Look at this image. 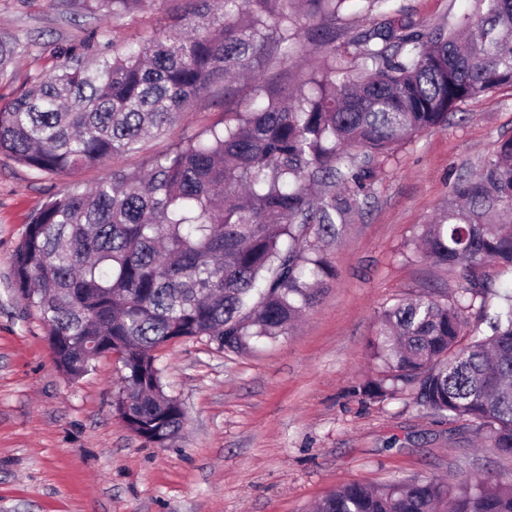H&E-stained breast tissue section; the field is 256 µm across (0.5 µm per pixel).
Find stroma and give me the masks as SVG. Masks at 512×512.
I'll list each match as a JSON object with an SVG mask.
<instances>
[{
  "instance_id": "stroma-1",
  "label": "stroma",
  "mask_w": 512,
  "mask_h": 512,
  "mask_svg": "<svg viewBox=\"0 0 512 512\" xmlns=\"http://www.w3.org/2000/svg\"><path fill=\"white\" fill-rule=\"evenodd\" d=\"M431 28L451 26L466 0H389ZM164 11L99 20L76 0H0V38L19 43L7 100L46 75L70 49L83 58L163 28ZM209 99L139 151L130 171L220 120ZM512 138V86L461 103L443 129L422 132L382 158L343 237L322 244L332 270L321 301L296 331L246 352L206 338L160 349L168 395L186 422L168 446L145 443L116 412L125 369L115 356L76 380L63 375L39 314L16 291L15 250L31 216L66 186L86 188L111 162L65 176H36L0 153V512H308L330 491L411 476L457 483L512 471L484 434L416 406L409 392L364 400L353 389L378 377L368 342L396 299L447 294L455 275L414 254L421 225L448 206L458 177L472 176Z\"/></svg>"
}]
</instances>
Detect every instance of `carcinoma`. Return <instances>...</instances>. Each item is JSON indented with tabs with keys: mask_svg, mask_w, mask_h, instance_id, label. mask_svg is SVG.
<instances>
[{
	"mask_svg": "<svg viewBox=\"0 0 512 512\" xmlns=\"http://www.w3.org/2000/svg\"><path fill=\"white\" fill-rule=\"evenodd\" d=\"M80 2L119 20L167 0ZM190 2L164 31L115 40L112 55L92 61L67 55L0 105V152L56 176L136 152L204 96L221 110L205 137L142 173L114 166L90 188L62 189L33 216L12 262L58 369L87 374L88 341L120 355L116 410L162 447L185 413L164 392L156 352L201 337L241 352L289 335L331 275L318 243L343 236L377 159L512 83V0H475L476 12L448 30L383 11V23L350 39L361 70L334 47L315 66H290L302 33L320 47L335 41L332 26L352 0ZM15 54L0 41V77ZM245 79L253 100L242 109ZM413 246L455 283L383 311L369 340L383 373L354 393L385 400L408 387L416 405L488 432L512 457V289L490 332L469 321L491 288L487 268H512V138L456 180L448 211ZM313 512H512V474L354 483Z\"/></svg>",
	"mask_w": 512,
	"mask_h": 512,
	"instance_id": "carcinoma-1",
	"label": "carcinoma"
}]
</instances>
